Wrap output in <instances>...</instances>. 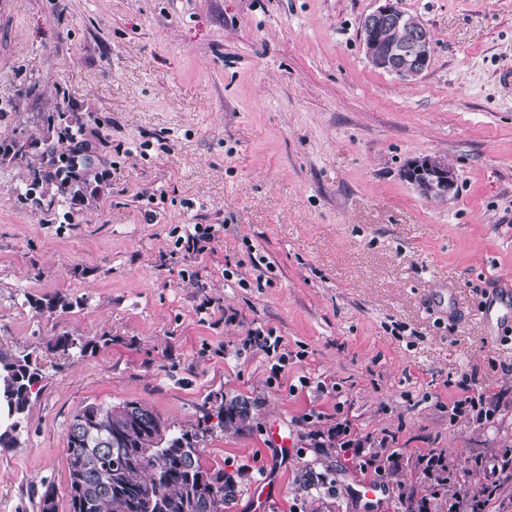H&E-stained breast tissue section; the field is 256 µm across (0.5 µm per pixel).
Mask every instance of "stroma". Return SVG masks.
<instances>
[{"mask_svg":"<svg viewBox=\"0 0 512 512\" xmlns=\"http://www.w3.org/2000/svg\"><path fill=\"white\" fill-rule=\"evenodd\" d=\"M399 6L434 38L408 83L365 56L375 0H17L0 24V138L25 149L0 156V349L43 381L0 451V512H40L48 490L70 512L76 409L137 401L189 427L232 396L248 420L201 443L239 476L228 512H252L270 474L271 512H401L431 448L448 462L431 512L477 491L479 458L501 485L486 512H512V332L481 315L512 289V0ZM71 130L85 181L34 180ZM424 156L452 169L448 198L403 178ZM198 224L215 229L202 253L179 242ZM260 327L289 350L280 376L244 346ZM62 334L88 349L48 350ZM466 397L489 419L453 416ZM345 421L359 448L394 436L395 461L360 471ZM308 471L323 483L299 491Z\"/></svg>","mask_w":512,"mask_h":512,"instance_id":"stroma-1","label":"stroma"}]
</instances>
